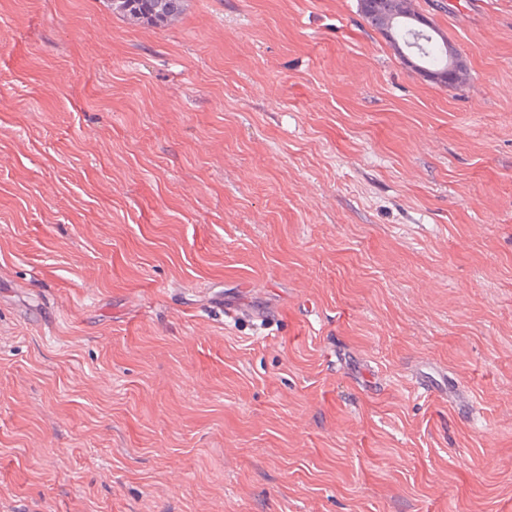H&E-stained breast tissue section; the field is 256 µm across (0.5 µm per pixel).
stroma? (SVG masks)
Returning <instances> with one entry per match:
<instances>
[{"instance_id":"stroma-1","label":"stroma","mask_w":512,"mask_h":512,"mask_svg":"<svg viewBox=\"0 0 512 512\" xmlns=\"http://www.w3.org/2000/svg\"><path fill=\"white\" fill-rule=\"evenodd\" d=\"M410 2L463 85L359 0H0V512H512V0ZM112 2V12L134 22L167 27L184 11V0H127ZM385 1L386 9L377 13H366L363 10L366 4H380L381 1H365L361 3V13L367 23L375 30L383 33L388 40L395 47L394 40H397L401 47L406 49L409 53L408 56L416 59L415 64L427 68L438 74L432 75V79L438 80L444 85L455 84V74L448 78V62L451 68L458 66L459 57L457 53L448 59L447 48L444 40H438L435 35L439 33L431 26L425 30H419V34H412L409 32L410 20L405 18L395 19L393 27L389 28L390 17L398 14L414 15L406 5V0H383ZM397 50V49H396Z\"/></svg>"}]
</instances>
